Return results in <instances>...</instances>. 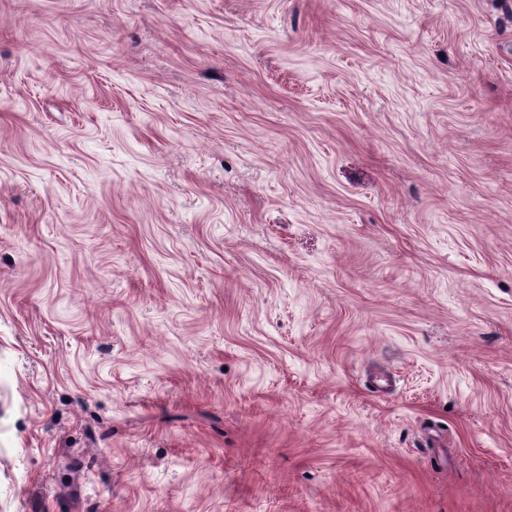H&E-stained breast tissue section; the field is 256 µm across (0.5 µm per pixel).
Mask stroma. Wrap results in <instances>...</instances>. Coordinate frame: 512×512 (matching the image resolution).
<instances>
[{
  "label": "stroma",
  "mask_w": 512,
  "mask_h": 512,
  "mask_svg": "<svg viewBox=\"0 0 512 512\" xmlns=\"http://www.w3.org/2000/svg\"><path fill=\"white\" fill-rule=\"evenodd\" d=\"M0 512H512V0H0Z\"/></svg>",
  "instance_id": "obj_1"
}]
</instances>
